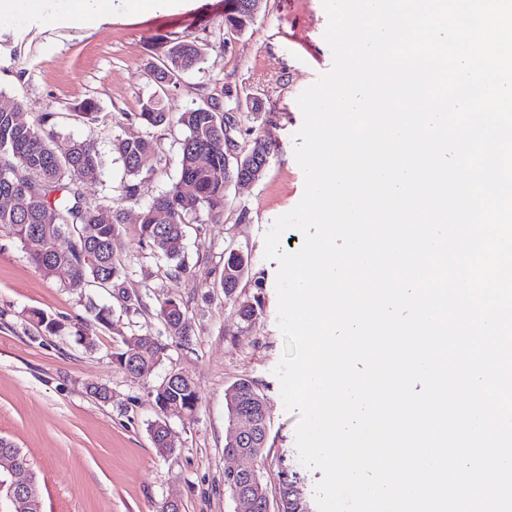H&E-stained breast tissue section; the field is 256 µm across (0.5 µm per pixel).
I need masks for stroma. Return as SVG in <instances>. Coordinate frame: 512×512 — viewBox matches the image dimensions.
<instances>
[{
    "mask_svg": "<svg viewBox=\"0 0 512 512\" xmlns=\"http://www.w3.org/2000/svg\"><path fill=\"white\" fill-rule=\"evenodd\" d=\"M42 2L33 15L26 0H17L16 18L0 20V94L20 100L23 120L58 147L72 139L97 142L105 173L85 184L87 200L115 205L123 169L112 154V138L129 130V115L155 92L160 44L174 38L197 40L205 63L163 93L165 110L176 115L236 90L241 146L260 137L270 142L272 154L259 181L229 186L219 221L187 224L188 270L178 273L153 256L137 226L142 208L179 175L182 130H162L163 161L141 182L137 202L125 204L114 246L125 287L136 299L131 311L112 289L73 291L45 277L17 239L0 235V436L28 456L43 512H159L171 497L179 499L181 512H233L224 487V392L247 378L264 395L270 418L263 482L276 492L286 466L314 496L322 473L299 460V415L285 409L274 374L285 338L277 323L278 264L265 259L264 237L304 193L294 156V135L303 123L296 99L333 66L323 0H264L253 23L238 33L224 26V0H162L140 13L117 4L87 19L68 16L69 0ZM256 99L263 103L258 111L252 107ZM87 100L100 107L90 123L75 114ZM232 248L248 255L251 274L229 298L221 279L224 254ZM253 297L261 307L255 319L243 321L239 305ZM170 299L182 303L191 334L185 341L167 339V354L150 381H131L113 366L111 354L122 337L161 332L160 310ZM92 301L111 309V326L88 312ZM34 310L80 324L95 348L45 332L31 321ZM172 371L194 380L200 403L194 413L169 419L175 451L163 458L149 435L157 418L150 391ZM92 384L107 385L111 401L91 398Z\"/></svg>",
    "mask_w": 512,
    "mask_h": 512,
    "instance_id": "35a3bbf8",
    "label": "stroma"
}]
</instances>
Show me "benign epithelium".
Masks as SVG:
<instances>
[{
    "mask_svg": "<svg viewBox=\"0 0 512 512\" xmlns=\"http://www.w3.org/2000/svg\"><path fill=\"white\" fill-rule=\"evenodd\" d=\"M227 157L238 162L237 173L231 182L238 186L250 185L259 180L267 167V162L260 161V156L249 154L240 147L228 149ZM263 421L254 412L241 411L232 416L227 431L224 458L229 464L224 468V478L231 487V497L235 504V512H285L284 506L294 512H309L308 503L303 491L295 484L283 487L285 498L270 500L261 496L260 475L250 450L242 444L252 441L261 435ZM0 473L7 479L0 480V492L6 491L8 496L19 506H24L33 499L36 493L35 475L17 466L13 456L0 455Z\"/></svg>",
    "mask_w": 512,
    "mask_h": 512,
    "instance_id": "obj_1",
    "label": "benign epithelium"
}]
</instances>
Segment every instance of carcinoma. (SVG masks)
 Wrapping results in <instances>:
<instances>
[{
	"mask_svg": "<svg viewBox=\"0 0 512 512\" xmlns=\"http://www.w3.org/2000/svg\"><path fill=\"white\" fill-rule=\"evenodd\" d=\"M242 0H224V25L240 32ZM162 65L153 72L160 86L175 83L180 75L201 69L203 51L195 41L171 39L163 44ZM23 104L11 100L0 104V193H9L15 203L0 209V232L19 240L31 261L48 277L60 281L63 287L81 290L97 284L111 288L125 301L131 297L125 289L121 266L114 257V242L124 223L121 205L104 207L87 201L81 186L96 182L104 174V160L96 144L90 140H72L66 156L42 136L39 129L15 120V111ZM139 130L126 132L112 140V151L124 172L122 199L137 197L141 177L151 175L161 164L160 142L154 131L175 122L184 129L180 140V172L171 187L156 196L141 212L139 236L154 255L176 262L175 271H187L183 240L185 226L200 221L201 213L212 219L222 211L226 200V166L224 139L226 130L237 135L232 117H224L219 101L196 105L173 118L166 112L160 98L150 96L141 103L134 116ZM171 216L168 224L154 221L157 210ZM61 236L72 239L66 251H54V242ZM165 332L171 338L185 340L190 336L191 323L183 305L169 300L160 311ZM31 318L50 334L65 329V324L40 310L31 311ZM141 351L130 353L129 342L112 352V363L135 381L148 379L161 365L167 345L161 335L150 331L138 334ZM158 418L151 424L153 447L161 457L174 449L163 442V430L168 425V410L186 414L194 412L199 403L193 380L187 375L174 383H159L151 391ZM261 395L250 379H240L225 390L227 407ZM13 454L17 463L28 467L30 462L12 441L0 437V453Z\"/></svg>",
	"mask_w": 512,
	"mask_h": 512,
	"instance_id": "cac0c4a2",
	"label": "carcinoma"
}]
</instances>
